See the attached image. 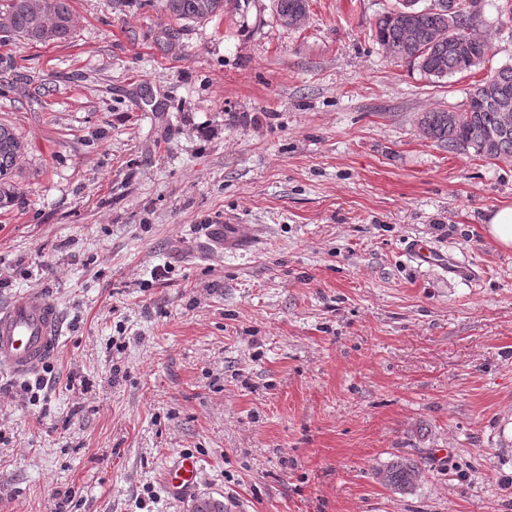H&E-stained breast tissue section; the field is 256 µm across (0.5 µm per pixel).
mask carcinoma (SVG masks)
<instances>
[{
	"mask_svg": "<svg viewBox=\"0 0 512 512\" xmlns=\"http://www.w3.org/2000/svg\"><path fill=\"white\" fill-rule=\"evenodd\" d=\"M162 10L175 22L207 20L239 0H161ZM420 0H396L392 9L374 24L375 37L396 61L417 65L428 77L445 78L468 72L488 61L492 44L478 36L475 28L476 0H454L453 15L446 0H433L420 8ZM50 4L55 24L46 36L41 28L42 5ZM414 7L418 27L406 34L404 11ZM308 0H275L276 21L291 28L294 19L306 17ZM72 0H11L0 12V32L28 43L46 44L69 39L72 34ZM512 114V66L490 70L459 111L438 110L420 119L423 135L450 151L473 152L488 160H512V125L504 127L503 113ZM25 153V144L14 128L0 122V208L24 202L13 181L14 171ZM422 469L417 461L398 458L375 471L387 488L409 493L418 485Z\"/></svg>",
	"mask_w": 512,
	"mask_h": 512,
	"instance_id": "obj_1",
	"label": "carcinoma"
}]
</instances>
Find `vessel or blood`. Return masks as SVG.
<instances>
[{
    "label": "vessel or blood",
    "instance_id": "vessel-or-blood-1",
    "mask_svg": "<svg viewBox=\"0 0 512 512\" xmlns=\"http://www.w3.org/2000/svg\"><path fill=\"white\" fill-rule=\"evenodd\" d=\"M410 257L418 263L432 265L439 260L424 240L413 241ZM445 262L449 273L467 276V266L455 257ZM62 335V318L58 306L38 294L24 296L0 309V368L19 377L37 372L58 351ZM201 469L200 458L190 452L179 455L164 474L166 487L182 494L194 490Z\"/></svg>",
    "mask_w": 512,
    "mask_h": 512
}]
</instances>
